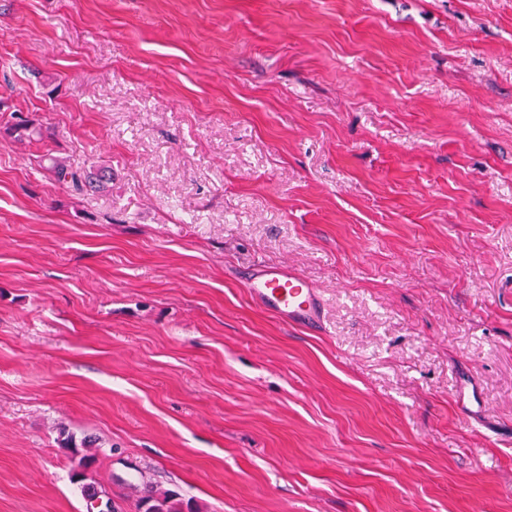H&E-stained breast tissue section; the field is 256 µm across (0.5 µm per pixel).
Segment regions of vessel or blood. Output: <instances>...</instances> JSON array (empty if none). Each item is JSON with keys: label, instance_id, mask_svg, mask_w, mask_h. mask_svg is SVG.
Returning a JSON list of instances; mask_svg holds the SVG:
<instances>
[{"label": "vessel or blood", "instance_id": "b4317fda", "mask_svg": "<svg viewBox=\"0 0 512 512\" xmlns=\"http://www.w3.org/2000/svg\"><path fill=\"white\" fill-rule=\"evenodd\" d=\"M242 283L258 306L280 320L309 330L320 327L323 299L294 269L260 265L244 272Z\"/></svg>", "mask_w": 512, "mask_h": 512}]
</instances>
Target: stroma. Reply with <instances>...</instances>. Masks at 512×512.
<instances>
[{
    "mask_svg": "<svg viewBox=\"0 0 512 512\" xmlns=\"http://www.w3.org/2000/svg\"><path fill=\"white\" fill-rule=\"evenodd\" d=\"M13 112L112 186L0 134V512H512V0H0ZM54 149L46 145L44 153L39 156V164L47 162L43 167L55 181L69 184L73 191L81 193L107 188L112 184V170L107 167L90 166L88 170H74L59 156L52 155ZM242 283L253 301L292 326L309 330L321 327L323 299L294 269L266 264L248 269ZM61 435H64V438L60 440L61 448H70L73 454L80 455L78 470L73 476L77 482H81L85 479L86 473L96 463L101 446H96V440L87 439L86 437L81 439L80 444H77L76 437L73 434H65V431ZM141 493L139 508L143 512H200L198 509L192 508L189 501L186 503L187 510L185 511L184 503L178 499L176 494L169 491L150 486Z\"/></svg>",
    "mask_w": 512,
    "mask_h": 512,
    "instance_id": "1",
    "label": "stroma"
}]
</instances>
